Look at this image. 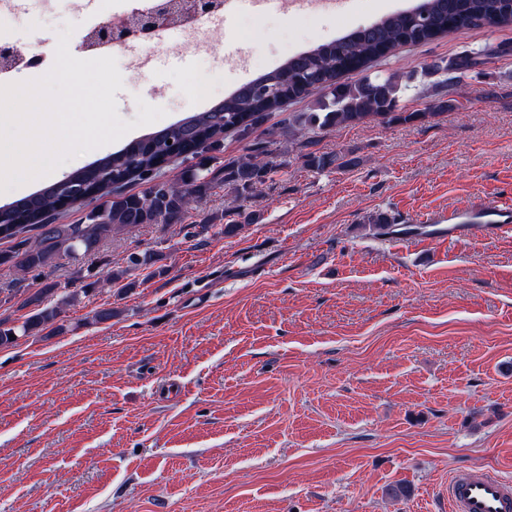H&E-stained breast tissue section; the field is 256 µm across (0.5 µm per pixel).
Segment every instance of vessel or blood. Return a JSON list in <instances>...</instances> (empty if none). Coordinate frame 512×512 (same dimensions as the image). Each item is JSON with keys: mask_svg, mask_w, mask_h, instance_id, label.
<instances>
[{"mask_svg": "<svg viewBox=\"0 0 512 512\" xmlns=\"http://www.w3.org/2000/svg\"><path fill=\"white\" fill-rule=\"evenodd\" d=\"M485 227H512V203H495L485 208ZM448 512H512V480L497 472L460 470L448 482Z\"/></svg>", "mask_w": 512, "mask_h": 512, "instance_id": "vessel-or-blood-1", "label": "vessel or blood"}]
</instances>
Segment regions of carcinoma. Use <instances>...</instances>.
Instances as JSON below:
<instances>
[{"instance_id":"cac0c4a2","label":"carcinoma","mask_w":512,"mask_h":512,"mask_svg":"<svg viewBox=\"0 0 512 512\" xmlns=\"http://www.w3.org/2000/svg\"><path fill=\"white\" fill-rule=\"evenodd\" d=\"M482 25H512V0H419L410 9L291 57L279 69L250 80L208 110L196 112L134 144L130 142L91 167L74 171V178L90 181L91 198H106L90 213L89 223H55L60 213L54 182L37 193L41 199L37 208L32 207L31 196L0 208V240L38 231L34 244H28L26 238L20 240L25 249L15 264L22 271L52 268L63 257L94 251L103 240L129 227L178 220L189 203L216 181L233 185L240 194L252 192L259 184V172L271 171L263 153L257 150L215 170L209 169L203 176L190 173L182 187L159 178L148 184L142 195L127 194L124 189L149 172H162L175 149L190 158L199 154L202 145L221 146L229 132L249 136L269 113L309 93L310 85L330 90L329 100L308 118L313 126L432 118L451 104L440 101L432 112L397 111L401 84L393 76L381 78L369 73L372 63L401 45L426 43ZM479 64L478 56L463 51L445 65L423 68L421 77L434 79L439 87L451 88ZM349 72H357L361 77L353 83L342 81ZM93 286L89 282L78 290L61 292L55 283L44 285L28 298L27 303L35 307V312L21 325L5 328L0 321V347L14 343L18 333L36 336L47 329L57 330L56 321L65 307Z\"/></svg>"}]
</instances>
